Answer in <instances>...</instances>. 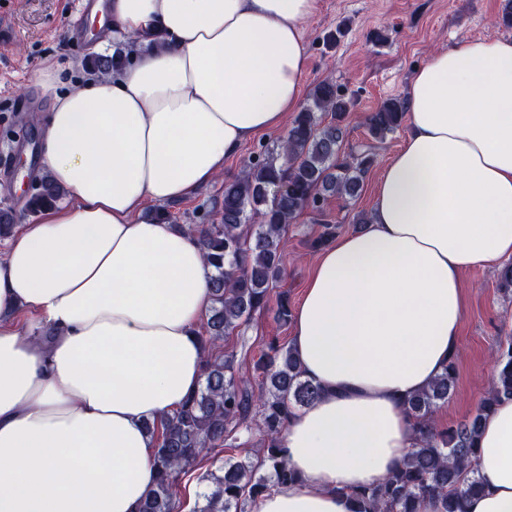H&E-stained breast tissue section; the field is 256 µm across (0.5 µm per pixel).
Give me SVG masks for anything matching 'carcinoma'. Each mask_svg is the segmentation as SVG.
<instances>
[{
  "label": "carcinoma",
  "mask_w": 512,
  "mask_h": 512,
  "mask_svg": "<svg viewBox=\"0 0 512 512\" xmlns=\"http://www.w3.org/2000/svg\"><path fill=\"white\" fill-rule=\"evenodd\" d=\"M129 57L118 49L94 55L86 67L98 73L121 69ZM351 102L336 84L316 85L311 102L294 114L287 136L261 147L242 174L224 181V196L216 224H179L167 209L154 217L190 231L211 276L212 305L200 340L204 352L200 387L170 414L146 424L156 439L155 483L138 512H179L176 486L181 475L210 455L224 440L254 427L263 433V448L254 456L226 459L210 473L197 512H245L243 505L271 488L298 480L282 454V431L293 414L314 403L320 388L303 373L291 345L275 338L259 363L263 378L258 389L236 367L235 355L224 353V340L241 333L254 316L269 306L281 281L282 256L288 226L306 208L319 209L326 193L355 198L363 176L374 163L370 153L339 154ZM330 115V120L322 114ZM405 102L390 100L368 118L375 138L401 126ZM63 191L42 178L29 199L36 213L57 204ZM276 297V319L292 318L288 292ZM492 385L475 412L446 428L437 420L448 402L457 376L452 357L435 383L409 398L416 446L403 463L375 488L350 492V512H420L433 499L440 512H467L469 496L480 490L474 468L483 418L504 398H512V341L494 355Z\"/></svg>",
  "instance_id": "carcinoma-1"
}]
</instances>
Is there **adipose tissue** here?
Here are the masks:
<instances>
[{
	"label": "adipose tissue",
	"instance_id": "adipose-tissue-1",
	"mask_svg": "<svg viewBox=\"0 0 512 512\" xmlns=\"http://www.w3.org/2000/svg\"><path fill=\"white\" fill-rule=\"evenodd\" d=\"M318 0H110L113 33L159 47L61 94L42 171L65 203L0 257V512H137L155 482L147 421L197 388L211 270L193 235L142 218L191 197L299 111ZM371 218L318 258L291 345L320 398L283 431L300 480L252 512H349L414 446L409 397L456 353L462 277L512 259V38L432 53ZM467 512H512V399L482 423Z\"/></svg>",
	"mask_w": 512,
	"mask_h": 512
}]
</instances>
